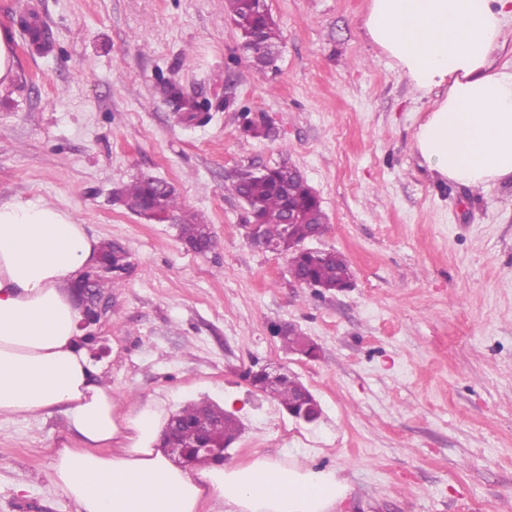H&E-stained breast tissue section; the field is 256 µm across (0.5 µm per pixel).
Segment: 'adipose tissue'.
Here are the masks:
<instances>
[{
    "mask_svg": "<svg viewBox=\"0 0 512 512\" xmlns=\"http://www.w3.org/2000/svg\"><path fill=\"white\" fill-rule=\"evenodd\" d=\"M512 0H372L365 27L416 89L443 98L415 134L425 163L448 180L488 187L512 178V72L494 69ZM98 242L58 207L0 203V417L65 406L83 445L55 449L56 486L77 512H336L347 480L334 469L265 457L245 465L174 464L160 439L163 402L118 411L83 347L72 290Z\"/></svg>",
    "mask_w": 512,
    "mask_h": 512,
    "instance_id": "1",
    "label": "adipose tissue"
}]
</instances>
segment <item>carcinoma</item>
<instances>
[{"label": "carcinoma", "instance_id": "carcinoma-1", "mask_svg": "<svg viewBox=\"0 0 512 512\" xmlns=\"http://www.w3.org/2000/svg\"><path fill=\"white\" fill-rule=\"evenodd\" d=\"M224 11L234 23L241 19L247 21L248 26L241 32L242 46L250 48L253 36H259L260 47L273 51L280 47L281 35L277 23L269 11L251 12L249 0H224ZM170 96L177 103V110L187 114L188 119L198 120L200 116L210 112L211 104L207 100L199 101L194 98H184L175 88H168ZM288 183V166L280 165L271 169V172L262 177L251 170H240L235 174L233 188L237 195L247 197L258 205L257 220L262 224L265 237L273 242L283 243L282 254L288 258V269L309 278L316 288L332 289L336 285V277L341 272L351 271V266L345 255L339 251L324 259L317 255L300 251L288 250V239L300 242L309 241L314 232L312 224H288V198L277 188V183ZM116 200L129 211L145 216L152 206H161L168 218H173L179 210L174 189L169 184L155 187L143 178H137L131 183L122 186L115 192ZM182 237L191 245L200 246V250L209 251L216 246L212 233L204 232L205 225L198 222L180 220ZM108 268L100 275L95 288L102 296H112V289L121 285L129 264L126 253L107 243L103 246ZM182 416L194 421V425L183 429L182 439L185 443L194 442L199 428L210 423V417L201 416L198 407L189 403L181 410Z\"/></svg>", "mask_w": 512, "mask_h": 512}]
</instances>
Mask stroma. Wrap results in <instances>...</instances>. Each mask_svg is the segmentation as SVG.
I'll return each instance as SVG.
<instances>
[{"instance_id":"1","label":"stroma","mask_w":512,"mask_h":512,"mask_svg":"<svg viewBox=\"0 0 512 512\" xmlns=\"http://www.w3.org/2000/svg\"><path fill=\"white\" fill-rule=\"evenodd\" d=\"M281 31L271 68L239 48L224 0H0L16 77L0 89V202L41 199L127 254L98 361L121 410L208 399L259 456L338 469L341 512H512V181L438 178L415 133L437 100L416 91L364 27L372 0H266ZM33 16L53 36L30 46ZM213 104L206 123L166 88ZM249 113L259 135L245 134ZM297 168L343 252V293L290 285L284 256L244 239L238 170ZM149 174L219 241L199 252L112 193ZM320 347L306 360L271 326ZM286 366L323 409L312 426L256 393L248 369ZM63 409L0 417V512H76L53 483Z\"/></svg>"}]
</instances>
